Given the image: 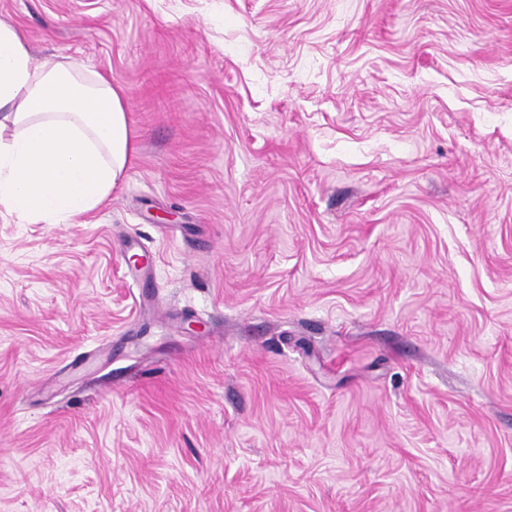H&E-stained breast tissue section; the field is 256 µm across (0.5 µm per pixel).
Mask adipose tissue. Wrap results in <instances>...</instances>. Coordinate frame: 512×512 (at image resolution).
<instances>
[{"label":"adipose tissue","mask_w":512,"mask_h":512,"mask_svg":"<svg viewBox=\"0 0 512 512\" xmlns=\"http://www.w3.org/2000/svg\"><path fill=\"white\" fill-rule=\"evenodd\" d=\"M131 152L111 79L66 60L35 65L23 31L0 21V208L73 223L109 197Z\"/></svg>","instance_id":"obj_1"}]
</instances>
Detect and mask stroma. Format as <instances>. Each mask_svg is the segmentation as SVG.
Wrapping results in <instances>:
<instances>
[{"label":"stroma","mask_w":512,"mask_h":512,"mask_svg":"<svg viewBox=\"0 0 512 512\" xmlns=\"http://www.w3.org/2000/svg\"><path fill=\"white\" fill-rule=\"evenodd\" d=\"M0 20L133 142L84 223L0 212V512H512V0Z\"/></svg>","instance_id":"1"}]
</instances>
